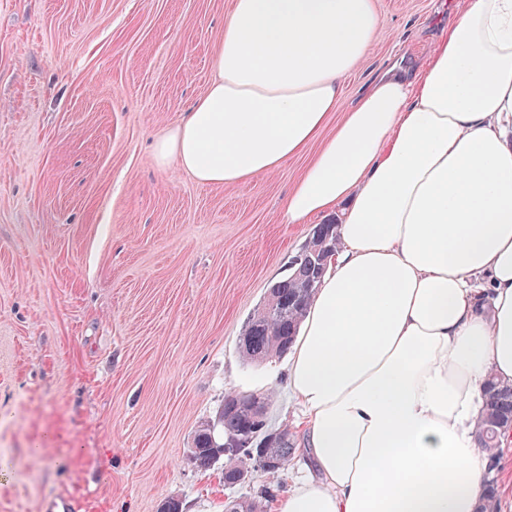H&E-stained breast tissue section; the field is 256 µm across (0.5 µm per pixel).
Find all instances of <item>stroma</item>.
<instances>
[{
    "label": "stroma",
    "mask_w": 512,
    "mask_h": 512,
    "mask_svg": "<svg viewBox=\"0 0 512 512\" xmlns=\"http://www.w3.org/2000/svg\"><path fill=\"white\" fill-rule=\"evenodd\" d=\"M378 30L334 133L373 77L424 62L465 0H373ZM232 0H0V512H224L276 500L302 453L233 490L196 467L227 393L298 418L287 359L246 365V322L315 225L284 203L315 154L245 184H199L154 145L213 79Z\"/></svg>",
    "instance_id": "1"
}]
</instances>
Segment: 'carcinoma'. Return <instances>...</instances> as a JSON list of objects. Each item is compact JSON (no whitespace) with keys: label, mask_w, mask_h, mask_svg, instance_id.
<instances>
[{"label":"carcinoma","mask_w":512,"mask_h":512,"mask_svg":"<svg viewBox=\"0 0 512 512\" xmlns=\"http://www.w3.org/2000/svg\"><path fill=\"white\" fill-rule=\"evenodd\" d=\"M325 240L332 248L339 243L338 223L332 221L315 226L311 242ZM307 247L289 262L286 277L270 288L274 308L263 304L247 321L240 338L239 354L246 364H260L286 353L297 336V331L316 288L326 270V261L305 258ZM485 408L477 425L479 448H493L498 439L512 430V385L491 381L485 388ZM249 396L231 392L224 396V404L216 417L202 423L194 436L190 453L197 467L207 469L215 462L224 460V485L234 488L243 483L242 474L248 466L246 454H224V440L235 438L246 428L244 406ZM263 454L275 462V468L267 473L277 476L285 470L294 455L288 433L262 449ZM487 493L481 512H497V480L487 471ZM225 512H264L261 501L232 499L225 504Z\"/></svg>","instance_id":"obj_1"}]
</instances>
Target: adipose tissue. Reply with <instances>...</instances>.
<instances>
[{
  "instance_id": "obj_1",
  "label": "adipose tissue",
  "mask_w": 512,
  "mask_h": 512,
  "mask_svg": "<svg viewBox=\"0 0 512 512\" xmlns=\"http://www.w3.org/2000/svg\"><path fill=\"white\" fill-rule=\"evenodd\" d=\"M377 26L373 0H233L156 158L243 184L316 142L285 217L345 208L288 358L308 472L277 512H478L484 386L512 384V0H467L324 135Z\"/></svg>"
}]
</instances>
